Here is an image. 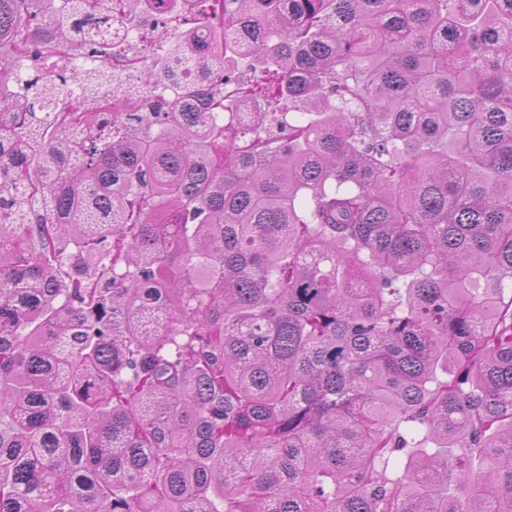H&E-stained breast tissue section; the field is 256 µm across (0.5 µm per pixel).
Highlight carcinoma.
I'll use <instances>...</instances> for the list:
<instances>
[{"label": "carcinoma", "mask_w": 512, "mask_h": 512, "mask_svg": "<svg viewBox=\"0 0 512 512\" xmlns=\"http://www.w3.org/2000/svg\"><path fill=\"white\" fill-rule=\"evenodd\" d=\"M113 2L0 0V512H512V0H197L115 116ZM194 30L195 28L187 27L181 32V34L183 35L186 48L197 61V67L200 74H202V72L204 74L208 72L209 68H214V59L209 51H204L203 43L198 37L197 32Z\"/></svg>", "instance_id": "cac0c4a2"}]
</instances>
